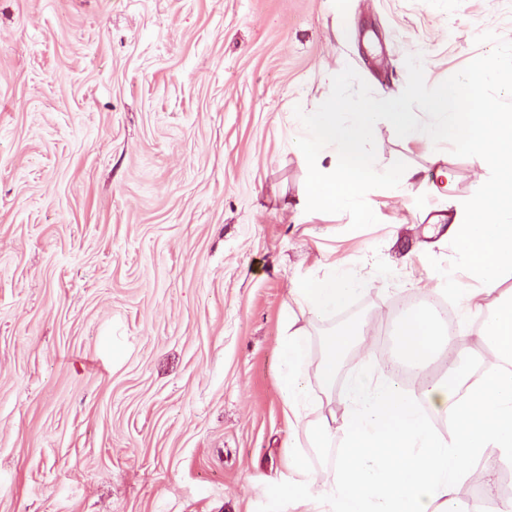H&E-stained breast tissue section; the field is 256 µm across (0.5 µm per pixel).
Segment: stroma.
<instances>
[{"label": "stroma", "instance_id": "1", "mask_svg": "<svg viewBox=\"0 0 512 512\" xmlns=\"http://www.w3.org/2000/svg\"><path fill=\"white\" fill-rule=\"evenodd\" d=\"M512 57V0H0V512H302L280 502L288 318L381 329L456 258L489 173L415 177L374 221L309 207L291 112L425 97ZM456 181L446 185L442 169ZM347 271L310 322L293 283Z\"/></svg>", "mask_w": 512, "mask_h": 512}]
</instances>
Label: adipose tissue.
<instances>
[{"instance_id":"ef3b65f1","label":"adipose tissue","mask_w":512,"mask_h":512,"mask_svg":"<svg viewBox=\"0 0 512 512\" xmlns=\"http://www.w3.org/2000/svg\"><path fill=\"white\" fill-rule=\"evenodd\" d=\"M501 82L502 64L491 62L429 96L423 120L397 100L345 112L332 99L324 111L294 115L311 169L309 204L351 210L366 223L373 218L371 196L411 178L407 171L380 172L367 153L381 121H389L408 145L475 147L491 175L468 202L461 223L450 228L459 263L480 281V289L459 288L449 270L431 273L442 288L459 294L466 314L476 317L482 369L461 356L460 337L448 335L430 308L401 313L392 336L404 364L422 368L434 358L443 361V376L416 395L369 361L368 323L328 330L317 357L309 351L307 327H289L278 377L286 416L305 424L311 447L335 440L342 446L335 479L322 481L312 474L299 438H292L288 467L295 476L280 484L278 495L300 502L305 512L320 503L327 512H455L460 485L487 481L486 471L475 465L486 449H496L502 462L512 464V293L498 290L502 275L512 273V109L504 110L494 98L468 95ZM360 289V281L340 271L294 283L291 293L303 311L324 319L350 304ZM352 350L362 361L348 379L342 417L312 414L308 384L332 391ZM435 415L450 420L449 437L434 429Z\"/></svg>"}]
</instances>
